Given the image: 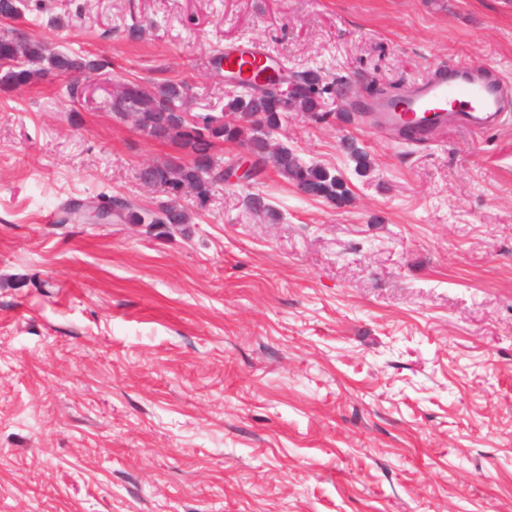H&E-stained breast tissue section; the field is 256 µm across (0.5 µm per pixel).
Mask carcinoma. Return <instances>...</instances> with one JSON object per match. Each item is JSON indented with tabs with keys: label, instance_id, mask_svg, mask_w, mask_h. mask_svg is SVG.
Wrapping results in <instances>:
<instances>
[{
	"label": "carcinoma",
	"instance_id": "carcinoma-1",
	"mask_svg": "<svg viewBox=\"0 0 512 512\" xmlns=\"http://www.w3.org/2000/svg\"><path fill=\"white\" fill-rule=\"evenodd\" d=\"M104 63L88 56L59 52L36 36L14 29L0 32V84L24 86L35 80L59 75L95 71ZM267 67H258L247 76H235L237 94L228 101L225 112L202 115L197 124L184 121L182 113L191 111L190 87L184 80H167L147 89L137 80L118 87L106 108L113 114L134 119L136 126L158 140L170 143L177 155L147 165L140 179L169 194L185 186L199 206H204L215 186L224 183V162L216 156L219 143H240L248 147L255 161V174L263 173L267 160L276 171L312 196L343 202L349 194L345 182L329 169L305 165L289 149L271 150L270 135L282 125L290 112H311L325 116V96L337 100L346 94L344 84L325 82L317 71L292 74L293 94L280 97L272 90H259L258 79ZM115 221L128 224H183L186 215L177 201L169 199L155 207H138L124 198H109Z\"/></svg>",
	"mask_w": 512,
	"mask_h": 512
}]
</instances>
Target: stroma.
I'll use <instances>...</instances> for the list:
<instances>
[{"label": "stroma", "instance_id": "1", "mask_svg": "<svg viewBox=\"0 0 512 512\" xmlns=\"http://www.w3.org/2000/svg\"><path fill=\"white\" fill-rule=\"evenodd\" d=\"M9 25L109 65L75 100L0 85V512H512V109L428 143L289 113L273 143L342 203L269 166L187 224L62 212L164 198L139 171L172 146L104 106L124 80L218 114L216 57L259 42L357 94L512 82V0H22Z\"/></svg>", "mask_w": 512, "mask_h": 512}]
</instances>
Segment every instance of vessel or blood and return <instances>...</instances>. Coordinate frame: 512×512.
Segmentation results:
<instances>
[{
	"label": "vessel or blood",
	"mask_w": 512,
	"mask_h": 512,
	"mask_svg": "<svg viewBox=\"0 0 512 512\" xmlns=\"http://www.w3.org/2000/svg\"><path fill=\"white\" fill-rule=\"evenodd\" d=\"M272 57L263 44L230 45L224 49V73L232 75L240 63L266 64ZM503 87L499 81L478 75L465 66L437 72L407 94L402 107L379 98L367 106L375 130L428 137L436 129L463 126L475 130L494 128L501 119Z\"/></svg>",
	"instance_id": "vessel-or-blood-1"
}]
</instances>
